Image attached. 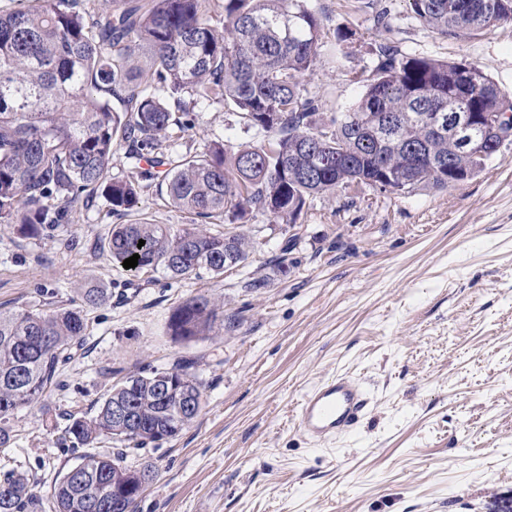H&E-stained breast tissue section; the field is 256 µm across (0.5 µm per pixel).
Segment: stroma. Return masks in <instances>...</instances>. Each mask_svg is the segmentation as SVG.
Listing matches in <instances>:
<instances>
[{"label": "stroma", "instance_id": "1", "mask_svg": "<svg viewBox=\"0 0 512 512\" xmlns=\"http://www.w3.org/2000/svg\"><path fill=\"white\" fill-rule=\"evenodd\" d=\"M323 20V49L308 88L328 114L363 92L374 51L476 64L512 97V22L472 38H443L405 0H308ZM387 10L389 24L373 17ZM355 31L338 44L336 31ZM193 130L171 131L176 153L215 141L262 143L231 108L201 104ZM103 198L78 204L48 236L24 239L0 223V308L68 306L87 281L112 294L87 309L81 346L47 403L58 427L93 412L112 368L132 374L179 356L195 361L203 408L178 436L129 454L155 473L138 512H512V145L478 176L446 189L385 192L359 185L307 201L295 223L259 211L256 253L223 277L172 280L117 267L103 249L128 223ZM76 238L70 249L65 239ZM291 241L287 275L272 259ZM266 279L262 288L252 279ZM224 301V327L181 343L168 317L184 299ZM347 374L372 398L361 426L314 443L292 424L298 398ZM0 473H25L49 497L80 461L38 410L11 416Z\"/></svg>", "mask_w": 512, "mask_h": 512}]
</instances>
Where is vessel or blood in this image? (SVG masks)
<instances>
[{"mask_svg": "<svg viewBox=\"0 0 512 512\" xmlns=\"http://www.w3.org/2000/svg\"><path fill=\"white\" fill-rule=\"evenodd\" d=\"M370 405V395L358 380L337 374L299 398L294 425L311 441H332L355 431Z\"/></svg>", "mask_w": 512, "mask_h": 512, "instance_id": "1", "label": "vessel or blood"}]
</instances>
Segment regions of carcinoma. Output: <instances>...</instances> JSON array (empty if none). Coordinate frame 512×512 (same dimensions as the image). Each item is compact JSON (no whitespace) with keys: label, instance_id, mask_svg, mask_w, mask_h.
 Segmentation results:
<instances>
[{"label":"carcinoma","instance_id":"cac0c4a2","mask_svg":"<svg viewBox=\"0 0 512 512\" xmlns=\"http://www.w3.org/2000/svg\"><path fill=\"white\" fill-rule=\"evenodd\" d=\"M0 8V223L38 238L69 220L81 201L102 195L110 210L128 215L143 186L112 177V147L126 158L149 156L174 208L190 215L178 228L138 218L112 227L108 249L133 271L171 279L224 275V257L244 267L254 253L250 232L235 221L255 208L285 224L296 223L309 198L350 185L389 192L421 186L446 189L483 171L491 156L464 157L453 146V126L435 130L430 115L512 112V98L477 65L406 55L377 48L357 104L339 121L321 123L319 100L304 78L314 72L323 22L307 0H224L222 30L211 0H116L102 12L96 0H19ZM410 11L444 38L475 37L512 22V0H405ZM224 103L260 145L229 149L212 143L201 154H169L161 136L193 129L188 113L171 100ZM124 104L116 112L110 98ZM219 221L224 232L207 226ZM144 246L137 247L139 241ZM107 289L86 282L74 308L0 309V421L36 406L46 426L57 424L44 401L59 385V365L86 330L84 311L106 304ZM220 305L205 295L185 299L167 330L179 342L215 332ZM195 361L180 356L147 365L105 390L91 415L73 417L63 443L92 447L109 437L120 448L110 457L85 453L54 486L51 512H90L89 502L112 500L113 486L152 479L150 462L125 465L128 453L176 437L197 415L179 399L203 382ZM176 391L162 397L159 377ZM132 409L120 424L115 412ZM43 503L24 475H0V512H40Z\"/></svg>","mask_w":512,"mask_h":512}]
</instances>
